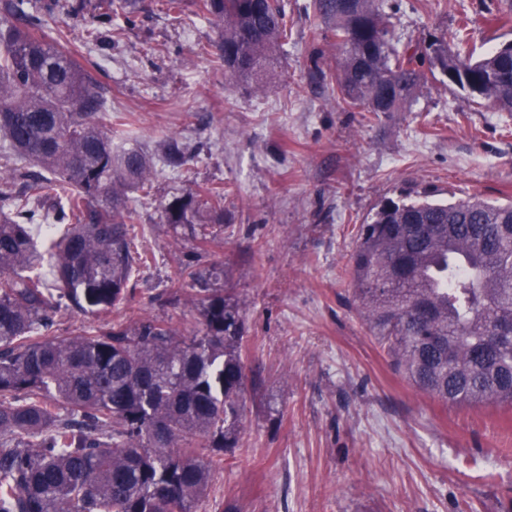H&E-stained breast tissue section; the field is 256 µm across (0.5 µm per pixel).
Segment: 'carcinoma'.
Wrapping results in <instances>:
<instances>
[{"label": "carcinoma", "mask_w": 512, "mask_h": 512, "mask_svg": "<svg viewBox=\"0 0 512 512\" xmlns=\"http://www.w3.org/2000/svg\"><path fill=\"white\" fill-rule=\"evenodd\" d=\"M387 2L313 0L339 51L332 81L344 111L401 112L437 68L512 112V40L476 58L464 23L451 54L442 40L429 54L401 52ZM135 8L99 0L88 37L130 24ZM5 10L0 140L22 165L0 192V512H198L259 383L243 303L202 289L189 336L152 315L106 319L149 262L127 224L131 195L149 196L152 160L112 147L99 80L44 37L32 0ZM197 11L215 26L226 81L266 91L288 42L285 0H197ZM188 158L177 142L166 155L174 168ZM162 213L175 228L221 226L224 188L197 185ZM349 275L359 314L417 390L446 404H512V202L391 199L361 225ZM65 302L100 323L46 335Z\"/></svg>", "instance_id": "obj_1"}]
</instances>
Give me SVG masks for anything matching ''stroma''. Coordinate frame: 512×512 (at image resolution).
Masks as SVG:
<instances>
[{
	"label": "stroma",
	"mask_w": 512,
	"mask_h": 512,
	"mask_svg": "<svg viewBox=\"0 0 512 512\" xmlns=\"http://www.w3.org/2000/svg\"><path fill=\"white\" fill-rule=\"evenodd\" d=\"M310 0H288V44L262 95L224 80L209 53L215 28L184 0L178 17L142 0L134 26L88 40L98 0L48 16L47 40L78 51L112 104L113 129L132 124L156 160L149 197L129 232L149 253L123 317L197 325L186 264L224 267L218 285L244 301L248 367L262 385L248 401L239 448L210 484L207 512H512V407L446 405L391 365L348 302L357 230L387 200L432 189L441 200L512 201V112L446 77H429L404 111L346 112L329 79L339 53ZM397 49L452 39L469 18L485 55L512 40L491 17L512 0H392ZM328 79L317 82V72ZM192 155L162 161L170 139ZM195 183L224 186L221 244L197 253L189 230L161 217ZM181 282L184 302L159 299Z\"/></svg>",
	"instance_id": "obj_1"
}]
</instances>
